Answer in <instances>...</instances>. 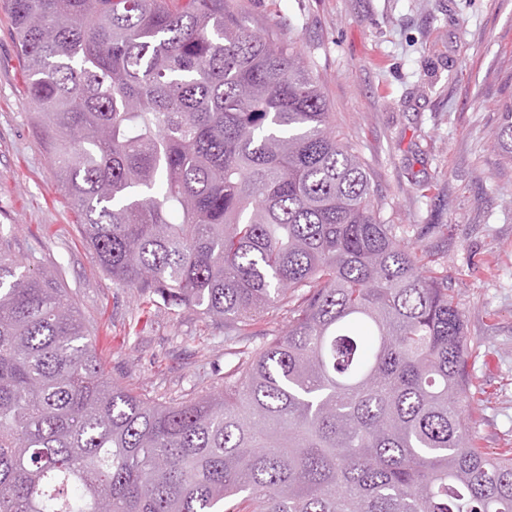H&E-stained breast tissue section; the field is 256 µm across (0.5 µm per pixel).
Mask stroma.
Instances as JSON below:
<instances>
[{
    "label": "stroma",
    "instance_id": "obj_1",
    "mask_svg": "<svg viewBox=\"0 0 512 512\" xmlns=\"http://www.w3.org/2000/svg\"><path fill=\"white\" fill-rule=\"evenodd\" d=\"M305 58L365 163L385 223L431 253L465 325L479 447L512 448V162L491 146L512 94V0H234ZM0 10V225L18 257L61 266L114 382L165 403L215 392L237 359L223 323L154 307L81 239Z\"/></svg>",
    "mask_w": 512,
    "mask_h": 512
}]
</instances>
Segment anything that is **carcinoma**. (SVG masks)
<instances>
[{
    "instance_id": "carcinoma-1",
    "label": "carcinoma",
    "mask_w": 512,
    "mask_h": 512,
    "mask_svg": "<svg viewBox=\"0 0 512 512\" xmlns=\"http://www.w3.org/2000/svg\"><path fill=\"white\" fill-rule=\"evenodd\" d=\"M0 5L98 263L237 356L217 394L145 401L0 233V512H512V449L469 434L448 276L381 220L292 44L232 0ZM492 146L512 160V97Z\"/></svg>"
}]
</instances>
